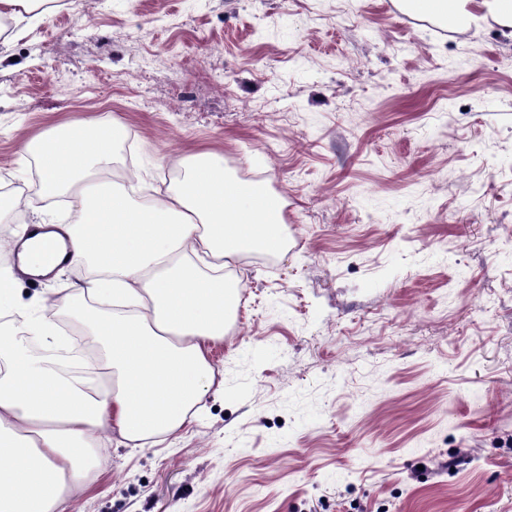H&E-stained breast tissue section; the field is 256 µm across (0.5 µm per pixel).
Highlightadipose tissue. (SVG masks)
<instances>
[{
    "mask_svg": "<svg viewBox=\"0 0 512 512\" xmlns=\"http://www.w3.org/2000/svg\"><path fill=\"white\" fill-rule=\"evenodd\" d=\"M415 14L482 23L512 42V0H400ZM124 129L117 121L65 126L34 140L41 187L68 195L77 215L60 225L65 262L31 249L20 271L33 277L89 265L76 289L114 309L95 317L102 379L64 377L55 362L27 354L31 337L52 336L50 317L19 303L15 272L0 270V512H67L87 486L90 454L118 436L146 441L181 429L214 383L209 354L223 342L237 283L224 271L245 251H279L276 196L224 177L200 152L176 188L144 208L104 178Z\"/></svg>",
    "mask_w": 512,
    "mask_h": 512,
    "instance_id": "obj_1",
    "label": "adipose tissue"
}]
</instances>
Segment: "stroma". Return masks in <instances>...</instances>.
Returning a JSON list of instances; mask_svg holds the SVG:
<instances>
[{
    "label": "stroma",
    "instance_id": "35a3bbf8",
    "mask_svg": "<svg viewBox=\"0 0 512 512\" xmlns=\"http://www.w3.org/2000/svg\"><path fill=\"white\" fill-rule=\"evenodd\" d=\"M112 119L134 205L209 150L287 231L235 268L221 395L70 512H512V43L397 0H60L0 41V239L74 221L24 140Z\"/></svg>",
    "mask_w": 512,
    "mask_h": 512
}]
</instances>
